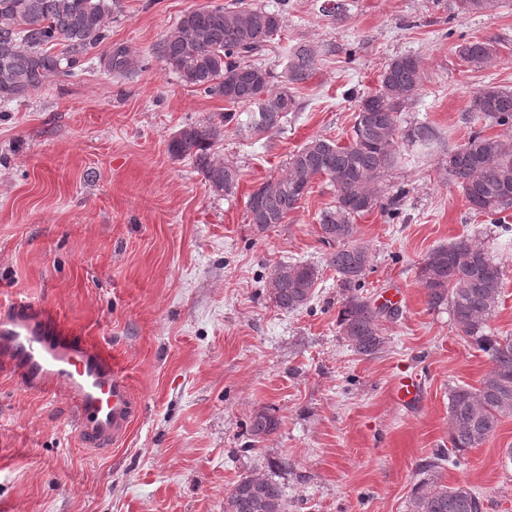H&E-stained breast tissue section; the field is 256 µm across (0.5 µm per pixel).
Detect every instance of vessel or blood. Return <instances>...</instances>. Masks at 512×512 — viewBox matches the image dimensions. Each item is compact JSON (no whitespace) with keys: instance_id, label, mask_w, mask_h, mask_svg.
<instances>
[{"instance_id":"obj_1","label":"vessel or blood","mask_w":512,"mask_h":512,"mask_svg":"<svg viewBox=\"0 0 512 512\" xmlns=\"http://www.w3.org/2000/svg\"><path fill=\"white\" fill-rule=\"evenodd\" d=\"M0 364L27 389H53L72 401L80 437L94 450L117 443L138 410L112 353L79 338L46 306L21 303L0 315Z\"/></svg>"}]
</instances>
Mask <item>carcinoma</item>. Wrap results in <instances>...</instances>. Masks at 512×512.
Returning a JSON list of instances; mask_svg holds the SVG:
<instances>
[{
	"mask_svg": "<svg viewBox=\"0 0 512 512\" xmlns=\"http://www.w3.org/2000/svg\"><path fill=\"white\" fill-rule=\"evenodd\" d=\"M461 14L486 13L495 0H456ZM112 0H0V104L26 99L52 76L75 77L89 51L109 40L107 19ZM282 28V14L263 7H226L186 11L157 49L158 57L187 85L224 99L226 111L215 120L180 128L168 143L169 154L189 159L216 193H234L239 172L214 156L224 127L236 117L234 107L250 105L248 127L256 134L280 127L296 106L288 89L271 88L270 71L250 62ZM460 58L480 70L493 57V45L482 39L457 46ZM108 71L125 76L135 58L123 44L103 56ZM315 54L305 46L288 57V81L306 80ZM418 56L400 55L381 74L379 89L358 100L350 141L341 144L314 138L288 159L287 172L263 182L247 200L249 223L263 231L282 224L310 191L325 178L334 187V205L321 212L322 241L334 248L328 262L345 292L339 311L340 333L362 356L380 352V311L359 294L370 265L368 249L357 242L356 218L381 203L376 179L397 162V140L426 148L436 134L426 123L399 133V115L422 84ZM470 111L495 126L512 127V90L485 85L474 92ZM448 175L461 188L476 215L498 216L512 209V142L478 131L448 152ZM429 307L448 306L455 325L473 338L489 358L492 370L480 387L457 385L448 393L452 451L462 456L490 439L501 418L512 414V339L485 333L502 289L503 271L486 250L469 238L432 249L417 270ZM319 270L304 263H284L271 270L268 288L284 311L308 305ZM278 419L261 411L249 421L257 438L273 433ZM445 453L428 462V481L415 488L410 512H489V502L469 486H447L439 472ZM224 512H285L282 487L269 476L252 475L228 493Z\"/></svg>",
	"mask_w": 512,
	"mask_h": 512,
	"instance_id": "cac0c4a2",
	"label": "carcinoma"
}]
</instances>
